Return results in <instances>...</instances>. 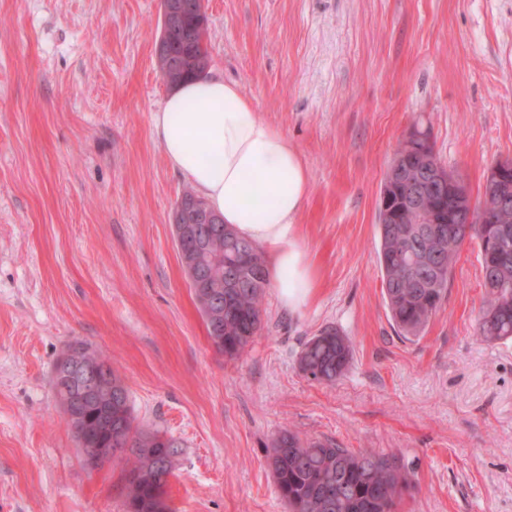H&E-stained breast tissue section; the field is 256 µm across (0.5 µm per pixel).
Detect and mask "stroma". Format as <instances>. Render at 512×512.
I'll return each instance as SVG.
<instances>
[{"instance_id": "1", "label": "stroma", "mask_w": 512, "mask_h": 512, "mask_svg": "<svg viewBox=\"0 0 512 512\" xmlns=\"http://www.w3.org/2000/svg\"><path fill=\"white\" fill-rule=\"evenodd\" d=\"M210 74L286 133L309 175L296 218L315 276L274 288L240 358L217 352L173 234L190 187L152 114L160 0H0V512H124L122 464L88 469L52 386L75 340L112 361L139 430L177 440L172 512H288L267 464L289 429L396 459L398 512H512V340L477 335L480 257L407 339L385 305L378 205L412 131L480 198L512 161V0H205ZM326 327L333 385L298 367ZM352 342L335 328H324L304 345L298 360L310 380L333 385L345 374L352 359Z\"/></svg>"}]
</instances>
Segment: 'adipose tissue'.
I'll use <instances>...</instances> for the list:
<instances>
[{"instance_id": "adipose-tissue-1", "label": "adipose tissue", "mask_w": 512, "mask_h": 512, "mask_svg": "<svg viewBox=\"0 0 512 512\" xmlns=\"http://www.w3.org/2000/svg\"><path fill=\"white\" fill-rule=\"evenodd\" d=\"M152 121L169 165L239 237L264 249L280 302L299 309L315 283L295 222L309 178L287 136L219 76L180 86Z\"/></svg>"}]
</instances>
